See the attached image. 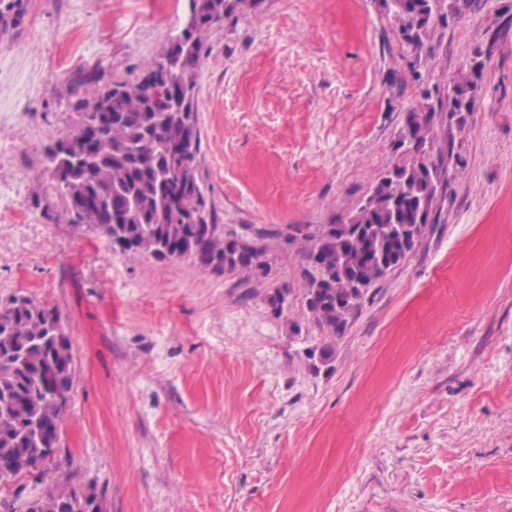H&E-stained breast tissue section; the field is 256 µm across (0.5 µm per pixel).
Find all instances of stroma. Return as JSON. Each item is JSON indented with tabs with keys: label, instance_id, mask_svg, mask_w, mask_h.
Returning <instances> with one entry per match:
<instances>
[{
	"label": "stroma",
	"instance_id": "35a3bbf8",
	"mask_svg": "<svg viewBox=\"0 0 512 512\" xmlns=\"http://www.w3.org/2000/svg\"><path fill=\"white\" fill-rule=\"evenodd\" d=\"M390 4L257 0L210 29L197 70L199 169L237 230L346 219L401 162L423 89L484 65L448 126L439 224L315 372L320 330L266 301L299 288L295 248L272 241L249 297L48 204L80 80L138 81L186 0H23L0 34V306L51 308L70 341L56 484L93 486L105 512H512V0L437 27L417 78Z\"/></svg>",
	"mask_w": 512,
	"mask_h": 512
}]
</instances>
